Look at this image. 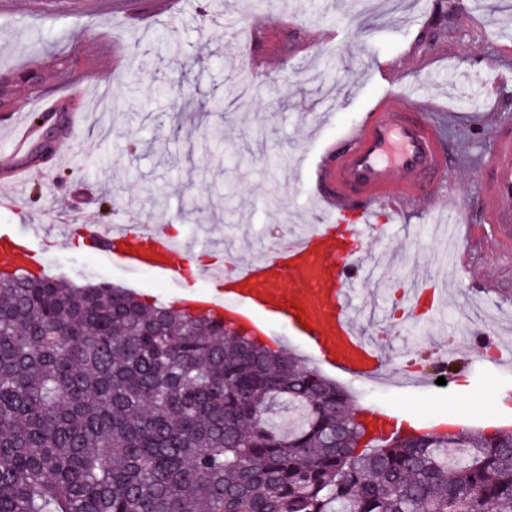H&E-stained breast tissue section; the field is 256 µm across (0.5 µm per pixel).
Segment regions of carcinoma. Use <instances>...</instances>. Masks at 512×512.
Here are the masks:
<instances>
[{
  "label": "carcinoma",
  "mask_w": 512,
  "mask_h": 512,
  "mask_svg": "<svg viewBox=\"0 0 512 512\" xmlns=\"http://www.w3.org/2000/svg\"><path fill=\"white\" fill-rule=\"evenodd\" d=\"M359 415L208 312L0 274V512H512L511 429Z\"/></svg>",
  "instance_id": "cac0c4a2"
}]
</instances>
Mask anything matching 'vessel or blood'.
Here are the masks:
<instances>
[{"instance_id":"vessel-or-blood-1","label":"vessel or blood","mask_w":512,"mask_h":512,"mask_svg":"<svg viewBox=\"0 0 512 512\" xmlns=\"http://www.w3.org/2000/svg\"><path fill=\"white\" fill-rule=\"evenodd\" d=\"M83 84L65 93L41 95L32 111L48 118L59 112L77 119L73 104ZM7 157L27 150L36 135L29 117L8 125ZM495 149L481 170L483 222L503 258L512 257V124L494 127ZM450 165L427 106L418 98L382 95L354 128L328 146L316 163L323 218L310 228L286 235L277 247L232 267L207 266L201 280L208 293L188 294L184 309L207 311L258 338H270L271 321L296 331L318 364L351 379L384 384L394 380L379 346L361 337L354 323L351 288L368 270L355 255L371 219L382 207L406 201L435 202ZM80 230L87 245L109 263L131 271L149 270L174 278L176 259L188 244L160 226L108 224L85 211ZM31 235H0V269L37 268Z\"/></svg>"}]
</instances>
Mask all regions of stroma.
<instances>
[{
	"mask_svg": "<svg viewBox=\"0 0 512 512\" xmlns=\"http://www.w3.org/2000/svg\"><path fill=\"white\" fill-rule=\"evenodd\" d=\"M350 2L168 0L163 8L159 0H0V78L8 79L10 97L0 106V125L26 111L32 96L64 92L77 79L101 80L123 101L112 112L86 101L68 161L43 151V137L32 141L17 162L41 174L21 210L0 208V227L28 231L47 215L75 212L90 191L102 221L153 225L162 209L167 231L198 253L220 259L228 244L260 253L273 228L315 223L316 158L379 94L372 63L385 59L396 96L418 93L444 104L433 118L453 163L439 196L480 228L461 245L471 278L455 288L441 320L422 314L403 328H391L387 311L412 282L414 261L429 275L440 271L430 228L445 214L403 203L399 219L375 225L362 245L367 258L397 251L389 294L378 295L373 281L356 283L360 308H376L366 331L388 343L392 368L412 359L437 375L438 353L458 323L486 337L498 331L497 323L469 319L481 302L475 288L497 284L483 301L490 307L512 295V261L496 256L480 226L479 187L492 128L512 121V12L501 0H406L399 14L363 15ZM25 71L40 74V82H17ZM110 196L116 202L108 208ZM36 246L49 275L175 302L172 284L109 265L78 245L65 222L52 223ZM484 346L470 339L446 383L423 390L341 375L335 381L357 393L358 405L386 407L421 426L450 414L482 429L502 419L498 402L512 388V363H483Z\"/></svg>",
	"mask_w": 512,
	"mask_h": 512,
	"instance_id": "obj_1",
	"label": "stroma"
}]
</instances>
